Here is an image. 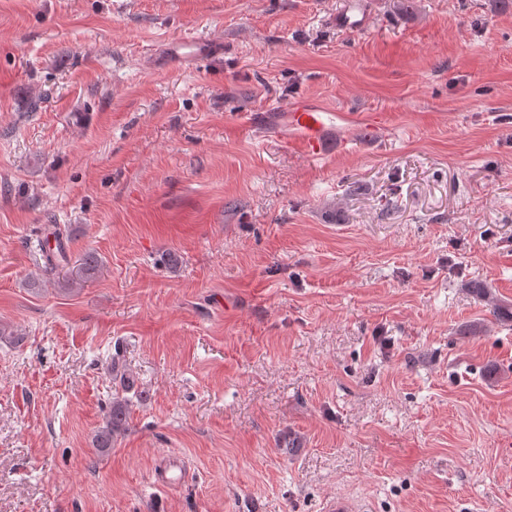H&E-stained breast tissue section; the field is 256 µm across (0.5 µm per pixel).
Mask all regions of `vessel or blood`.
<instances>
[{
  "label": "vessel or blood",
  "instance_id": "obj_1",
  "mask_svg": "<svg viewBox=\"0 0 512 512\" xmlns=\"http://www.w3.org/2000/svg\"><path fill=\"white\" fill-rule=\"evenodd\" d=\"M331 22L342 30L363 29L367 19L358 0H350L348 6L332 16ZM286 137L315 158L322 157L343 119L339 111L298 101L285 112Z\"/></svg>",
  "mask_w": 512,
  "mask_h": 512
}]
</instances>
